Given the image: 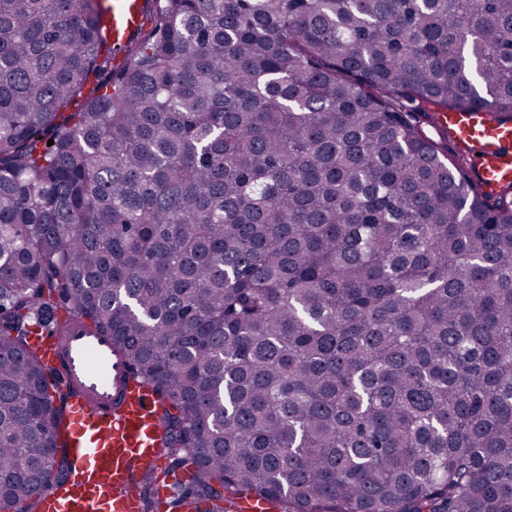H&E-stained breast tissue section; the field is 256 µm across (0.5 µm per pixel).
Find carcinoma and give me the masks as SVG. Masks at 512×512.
<instances>
[{
  "label": "carcinoma",
  "mask_w": 512,
  "mask_h": 512,
  "mask_svg": "<svg viewBox=\"0 0 512 512\" xmlns=\"http://www.w3.org/2000/svg\"><path fill=\"white\" fill-rule=\"evenodd\" d=\"M147 2L115 48L100 0H0V512L68 477L29 336L71 312L176 509L512 512V187L418 121H512V0Z\"/></svg>",
  "instance_id": "1"
}]
</instances>
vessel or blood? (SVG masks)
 <instances>
[{
  "instance_id": "obj_1",
  "label": "vessel or blood",
  "mask_w": 512,
  "mask_h": 512,
  "mask_svg": "<svg viewBox=\"0 0 512 512\" xmlns=\"http://www.w3.org/2000/svg\"><path fill=\"white\" fill-rule=\"evenodd\" d=\"M112 43L120 45L143 20L144 0H105ZM443 136L472 158L473 178L494 195L512 186V122L491 109L440 113ZM49 366L77 397L61 426L71 435L74 476L41 496L40 512H141L140 470L156 467L162 429L155 397L127 376L108 337L90 332L79 315L62 331L35 337Z\"/></svg>"
}]
</instances>
